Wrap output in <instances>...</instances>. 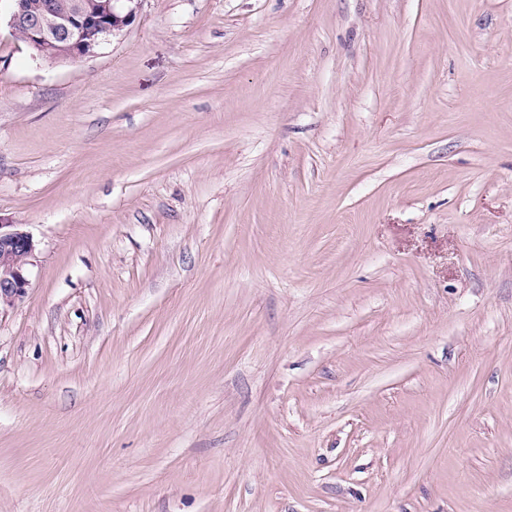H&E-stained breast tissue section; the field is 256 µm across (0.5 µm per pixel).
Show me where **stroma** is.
Masks as SVG:
<instances>
[{"label": "stroma", "mask_w": 512, "mask_h": 512, "mask_svg": "<svg viewBox=\"0 0 512 512\" xmlns=\"http://www.w3.org/2000/svg\"><path fill=\"white\" fill-rule=\"evenodd\" d=\"M0 0V512H512V0ZM13 2L9 28L20 40L32 47L35 56L55 60L60 48H66L74 59L95 54L98 48L120 36L138 17L142 0H101L93 9L85 11L81 5L68 6L73 0H27L35 8L44 4L40 13H34L25 0ZM96 49V50H94ZM18 225L0 222V310L21 301L30 284L27 266L36 244L32 235Z\"/></svg>", "instance_id": "stroma-1"}]
</instances>
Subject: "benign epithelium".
Segmentation results:
<instances>
[{
  "label": "benign epithelium",
  "mask_w": 512,
  "mask_h": 512,
  "mask_svg": "<svg viewBox=\"0 0 512 512\" xmlns=\"http://www.w3.org/2000/svg\"><path fill=\"white\" fill-rule=\"evenodd\" d=\"M142 0H99L86 11L78 5L59 9L47 2L35 13L24 0H12L11 32L35 50V56L53 60L59 49L74 59L91 56L96 49L121 35L138 17ZM36 244L16 224L0 221V307L15 305L29 288L28 265Z\"/></svg>",
  "instance_id": "7a95c632"
}]
</instances>
